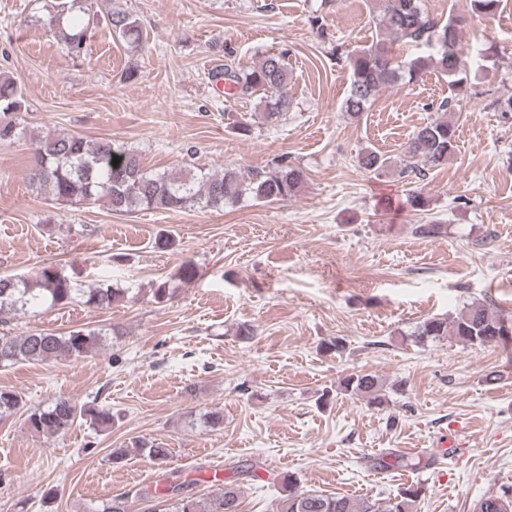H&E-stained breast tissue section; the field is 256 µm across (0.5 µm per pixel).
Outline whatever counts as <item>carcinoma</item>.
<instances>
[{"instance_id": "1", "label": "carcinoma", "mask_w": 512, "mask_h": 512, "mask_svg": "<svg viewBox=\"0 0 512 512\" xmlns=\"http://www.w3.org/2000/svg\"><path fill=\"white\" fill-rule=\"evenodd\" d=\"M369 14L376 28L371 43L346 52L350 83L342 103L344 112L360 118L383 89L400 84L412 85L431 69L448 79L450 90L466 86L472 60L461 46L465 19L452 13L445 20L430 17L423 0H368ZM472 15L490 20L499 14L502 0H469ZM93 0H53L43 24L60 36L63 49L73 59L87 53V38ZM112 32L131 53H136L146 40L141 25L123 11L107 13ZM403 41L420 49L422 54L410 59L397 56L393 42ZM286 51L270 52L253 67L235 65L232 53L224 55V63L209 72V81L224 83L226 94L253 98L265 122L275 124L290 110L288 99L289 71ZM25 99L21 88L10 80L0 81V141L29 139L34 144L35 161L30 167V187L38 195L57 205L101 204L110 212L127 215L140 210H221L250 196L255 200L273 202L298 194L304 184L302 171L281 159L266 170H257L249 177L224 168L215 171L195 167L181 172H154L146 169L139 151L118 149L110 140H88L73 134L32 135L22 111ZM457 121L450 114L418 127L401 145L399 177L421 175L448 164L456 153ZM120 163L113 164V159ZM360 168L369 173L384 174L393 160L368 149L358 156ZM198 278V266L182 261L171 277L151 289L152 300L164 304L174 298L183 284ZM129 289L100 280L87 288L45 268L30 278L0 276V322L21 314L47 312L65 306L75 299L89 308L106 310L124 301ZM119 336L117 327H80L67 333L36 330L24 335L0 333V367L17 362H57L87 356L106 340ZM453 338L469 345L512 346V318H507L480 300L464 305L453 317L430 316L402 336V340L425 345ZM344 391L368 397L376 405L386 402L378 377L371 373L351 374L341 382ZM22 396L14 390H0V417H9L21 409ZM105 428L114 424L108 407L96 408L60 397L45 408H36L25 416V425L33 433L62 436L77 421ZM199 424L216 430L223 425V413L217 409L197 418ZM136 453L154 463L162 464L169 449L139 438L132 448H114L110 460L122 462ZM281 484L288 493L279 497L273 512H416L421 487L402 489L394 499L379 502L369 497L325 495L301 490L292 476L285 475ZM148 503V512H239L238 488L233 482H222L212 498L196 497L173 482L160 488L142 486L110 500L91 502L87 512H129L130 501ZM512 504V490L491 494L476 500L473 512H503V504Z\"/></svg>"}]
</instances>
